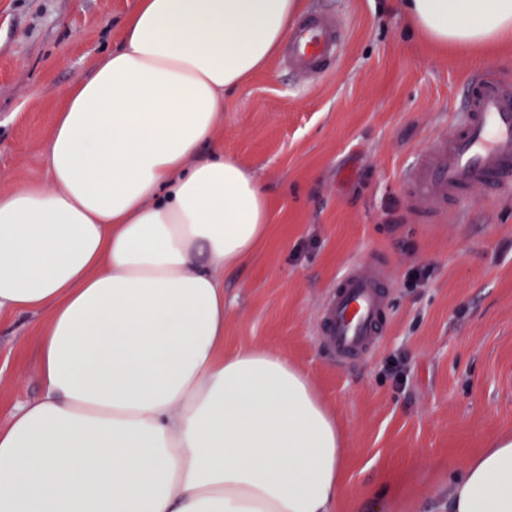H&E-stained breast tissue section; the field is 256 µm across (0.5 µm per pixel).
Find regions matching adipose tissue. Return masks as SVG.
<instances>
[{
  "label": "adipose tissue",
  "mask_w": 512,
  "mask_h": 512,
  "mask_svg": "<svg viewBox=\"0 0 512 512\" xmlns=\"http://www.w3.org/2000/svg\"><path fill=\"white\" fill-rule=\"evenodd\" d=\"M304 0H136L61 93L43 180L0 190V311L43 316L41 394L0 426V512H335L343 430L311 376L224 349V274L267 235V187L216 137ZM468 53L512 0H401ZM448 512H512V435L448 479Z\"/></svg>",
  "instance_id": "1"
}]
</instances>
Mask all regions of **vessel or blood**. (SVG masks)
<instances>
[{"mask_svg":"<svg viewBox=\"0 0 512 512\" xmlns=\"http://www.w3.org/2000/svg\"><path fill=\"white\" fill-rule=\"evenodd\" d=\"M342 41L337 19L309 15L292 29L283 63L317 79L330 71ZM402 185L414 208L432 218L479 187L511 195L512 82L492 68L476 77L467 87L451 133L418 154ZM387 281L381 264L355 263L328 291L318 332L336 364L367 357L384 339L390 322Z\"/></svg>","mask_w":512,"mask_h":512,"instance_id":"b4317fda","label":"vessel or blood"}]
</instances>
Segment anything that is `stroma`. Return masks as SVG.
Here are the masks:
<instances>
[{
    "instance_id": "obj_1",
    "label": "stroma",
    "mask_w": 512,
    "mask_h": 512,
    "mask_svg": "<svg viewBox=\"0 0 512 512\" xmlns=\"http://www.w3.org/2000/svg\"><path fill=\"white\" fill-rule=\"evenodd\" d=\"M135 0H0V189L43 178L60 94L119 45ZM347 29L320 80L273 58L225 95L217 137L268 189L271 224L251 259L224 275V348L286 353L345 433L336 512H436L444 478L512 434V198L494 188L440 218L414 209L402 175L452 129L469 83L512 79V43L444 51L396 0H305ZM355 261L383 265L391 322L371 356L336 365L318 336L328 288ZM427 268L424 282L410 281ZM40 316L0 313V425L40 392ZM401 361L403 383L390 366Z\"/></svg>"
}]
</instances>
